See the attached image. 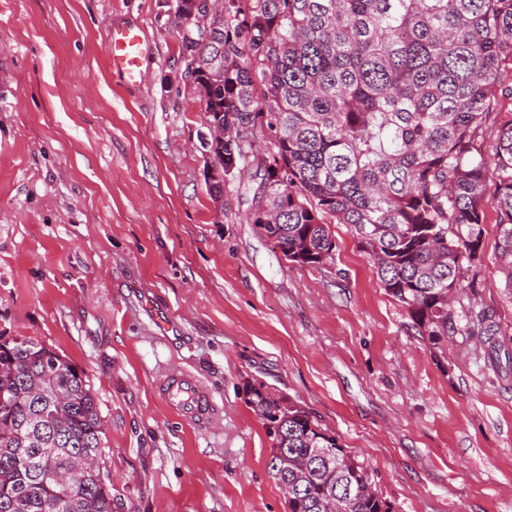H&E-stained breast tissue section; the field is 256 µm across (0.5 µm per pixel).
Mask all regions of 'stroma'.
<instances>
[{
  "label": "stroma",
  "mask_w": 512,
  "mask_h": 512,
  "mask_svg": "<svg viewBox=\"0 0 512 512\" xmlns=\"http://www.w3.org/2000/svg\"><path fill=\"white\" fill-rule=\"evenodd\" d=\"M114 25L145 34L138 83L109 65ZM183 68L173 0H0V336L87 375L123 512H288L248 404L259 383L316 416L393 512H512V291L494 206L454 328L420 335L348 225H330L323 264L300 266L247 201L229 191L217 210ZM179 368L212 392V427L162 401Z\"/></svg>",
  "instance_id": "1"
}]
</instances>
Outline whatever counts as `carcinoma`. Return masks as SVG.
Returning <instances> with one entry per match:
<instances>
[{"instance_id": "carcinoma-1", "label": "carcinoma", "mask_w": 512, "mask_h": 512, "mask_svg": "<svg viewBox=\"0 0 512 512\" xmlns=\"http://www.w3.org/2000/svg\"><path fill=\"white\" fill-rule=\"evenodd\" d=\"M180 52L209 64L187 75L206 90L204 120L233 129L215 151L234 166L224 186L251 172L239 195L289 261L322 263L335 248L327 219L347 224L419 334L446 336L492 178L512 291V113L492 164L476 147L487 114L512 101V0H224ZM250 395L276 429L269 469L292 487L288 512H322L342 493L346 512H392L309 411L262 384ZM103 436L84 372L32 338L0 339V512H119ZM324 447L330 465L315 462Z\"/></svg>"}]
</instances>
